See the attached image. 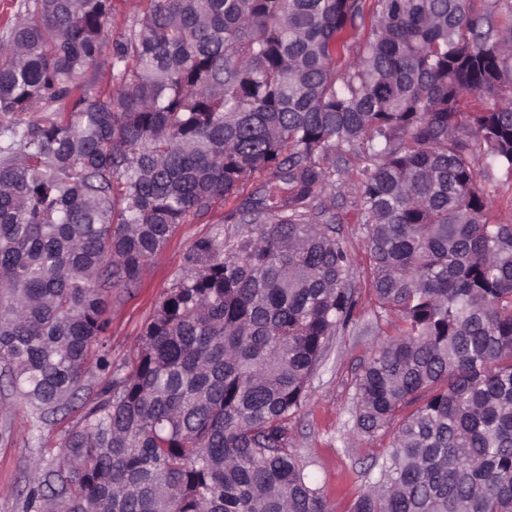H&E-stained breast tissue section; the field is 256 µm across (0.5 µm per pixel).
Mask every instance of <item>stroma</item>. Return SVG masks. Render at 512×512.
<instances>
[{
    "mask_svg": "<svg viewBox=\"0 0 512 512\" xmlns=\"http://www.w3.org/2000/svg\"><path fill=\"white\" fill-rule=\"evenodd\" d=\"M267 179V173H255L238 195L178 225L136 281L113 286L106 334L110 369H90L81 381L83 393H94L110 373L126 372L146 325L181 273L191 246L201 239L223 237L225 228L236 224L240 210L261 193ZM332 211L353 259V286L359 302L352 323L335 336L312 378L306 399L291 424L290 437L330 512H349L365 484V467L384 443L380 437L353 436L351 427L358 367L387 322L378 317L373 301L366 230L359 222L355 191L337 196ZM17 406L11 387L0 384V512H24L29 462L39 458L44 466H55L62 456L64 432L82 416L81 408H72L64 418L33 434Z\"/></svg>",
    "mask_w": 512,
    "mask_h": 512,
    "instance_id": "obj_1",
    "label": "stroma"
}]
</instances>
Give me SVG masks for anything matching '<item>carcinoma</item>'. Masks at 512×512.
<instances>
[{"label":"carcinoma","instance_id":"obj_1","mask_svg":"<svg viewBox=\"0 0 512 512\" xmlns=\"http://www.w3.org/2000/svg\"><path fill=\"white\" fill-rule=\"evenodd\" d=\"M142 2L114 39L113 0H27L0 39V377L34 430L82 408L26 512H327L288 424L358 305L324 200L351 184L397 316L356 378L353 430L390 441L352 512H512V224L485 190L512 175V0H374L346 68L365 0ZM260 171L81 396L107 286ZM372 2V0H367L366 2L363 24L355 29H346L340 36L337 51L338 58H342V65L350 64L356 59L354 56L355 49L357 48L356 44L365 41L371 34L374 25L373 11L371 8Z\"/></svg>","mask_w":512,"mask_h":512}]
</instances>
